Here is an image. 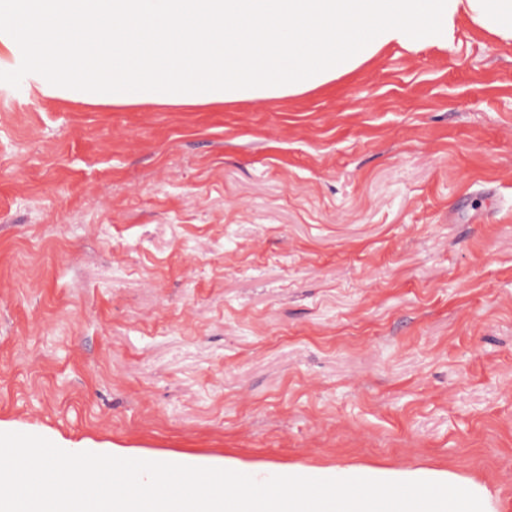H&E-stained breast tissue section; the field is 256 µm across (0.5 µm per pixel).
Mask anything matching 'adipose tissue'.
Returning <instances> with one entry per match:
<instances>
[{
  "mask_svg": "<svg viewBox=\"0 0 512 512\" xmlns=\"http://www.w3.org/2000/svg\"><path fill=\"white\" fill-rule=\"evenodd\" d=\"M512 44V0H0V73L44 97L209 105L298 95L391 45L448 47L460 21ZM78 457L0 440V512H501L485 481L450 469L336 464L313 471L180 458L106 479ZM225 483H218L217 474ZM80 486L55 498L43 480Z\"/></svg>",
  "mask_w": 512,
  "mask_h": 512,
  "instance_id": "adipose-tissue-1",
  "label": "adipose tissue"
}]
</instances>
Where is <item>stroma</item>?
<instances>
[{
	"mask_svg": "<svg viewBox=\"0 0 512 512\" xmlns=\"http://www.w3.org/2000/svg\"><path fill=\"white\" fill-rule=\"evenodd\" d=\"M0 429L445 467L512 512V45L463 21L263 102L0 87Z\"/></svg>",
	"mask_w": 512,
	"mask_h": 512,
	"instance_id": "stroma-1",
	"label": "stroma"
}]
</instances>
